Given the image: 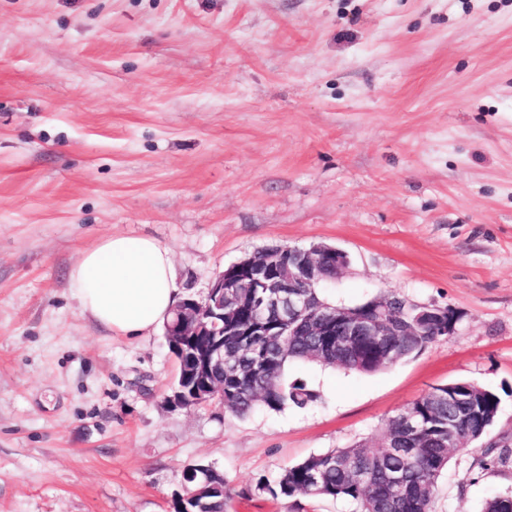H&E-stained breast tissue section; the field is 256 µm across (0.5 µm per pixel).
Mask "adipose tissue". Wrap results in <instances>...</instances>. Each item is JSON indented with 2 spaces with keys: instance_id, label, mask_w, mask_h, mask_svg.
Instances as JSON below:
<instances>
[{
  "instance_id": "obj_1",
  "label": "adipose tissue",
  "mask_w": 512,
  "mask_h": 512,
  "mask_svg": "<svg viewBox=\"0 0 512 512\" xmlns=\"http://www.w3.org/2000/svg\"><path fill=\"white\" fill-rule=\"evenodd\" d=\"M83 313L128 338L155 330L178 303L169 250L147 236L112 235L70 270Z\"/></svg>"
}]
</instances>
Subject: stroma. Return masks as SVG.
I'll list each match as a JSON object with an SVG mask.
<instances>
[{
    "label": "stroma",
    "instance_id": "1",
    "mask_svg": "<svg viewBox=\"0 0 512 512\" xmlns=\"http://www.w3.org/2000/svg\"><path fill=\"white\" fill-rule=\"evenodd\" d=\"M113 234L167 248L184 299L326 243L349 257L329 300L460 320L377 372L290 364L303 407H177L164 329L113 333L69 286ZM459 380L512 449V0H0V512H173L197 463L230 512H354L255 485ZM482 460L454 454L436 512L512 493V457Z\"/></svg>",
    "mask_w": 512,
    "mask_h": 512
}]
</instances>
